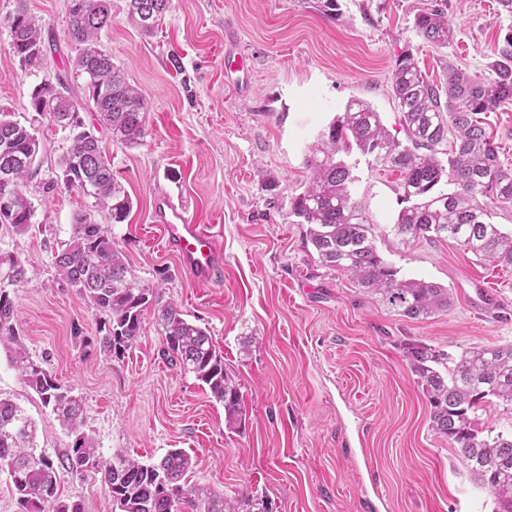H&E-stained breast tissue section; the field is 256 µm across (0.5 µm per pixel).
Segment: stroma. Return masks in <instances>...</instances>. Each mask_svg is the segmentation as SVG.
<instances>
[{"label":"stroma","mask_w":512,"mask_h":512,"mask_svg":"<svg viewBox=\"0 0 512 512\" xmlns=\"http://www.w3.org/2000/svg\"><path fill=\"white\" fill-rule=\"evenodd\" d=\"M69 0H0V111L31 121L36 87L71 70ZM426 0H172L153 34L130 24L124 0L99 43L145 98L146 133L128 147L94 127L112 172L133 208L111 226L131 270L188 320L205 326L240 387L245 418L225 426L224 406L193 375L162 356L152 312L124 355L96 344L101 315L61 282L53 255L91 198L72 189L53 196L42 185L70 145L48 119L38 175L25 191L35 230L0 229V250L30 259L28 279L12 289L22 342L33 360L84 399V428L104 458L125 454L154 462L173 448L195 461L192 480L227 497L248 496L269 512H494V495L433 434L429 408L403 356L410 338L453 353L512 343V267H495L453 242L383 243L384 257L408 278L449 288L448 310L406 320L319 263L294 223L291 200L305 184V159L320 131L354 97L380 113L402 138L391 95L396 59L413 53L427 79L444 85L448 66L488 75L495 46L512 31L497 0H446L447 46L427 43L413 27ZM37 17L57 45L42 65L24 68L10 53L8 20L18 6ZM248 60L236 85L224 78V34ZM356 190L375 223H393L398 172L351 153ZM186 197L202 224L220 225L224 276L201 285L161 244L153 216L159 189ZM496 306L478 304L481 291ZM0 345V395L39 423L38 446L64 456L74 437L42 409ZM63 496L88 512H112L92 471L64 476Z\"/></svg>","instance_id":"obj_1"}]
</instances>
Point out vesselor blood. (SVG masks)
<instances>
[{
	"instance_id": "vessel-or-blood-1",
	"label": "vessel or blood",
	"mask_w": 512,
	"mask_h": 512,
	"mask_svg": "<svg viewBox=\"0 0 512 512\" xmlns=\"http://www.w3.org/2000/svg\"><path fill=\"white\" fill-rule=\"evenodd\" d=\"M154 218L159 222L166 249L178 259L182 270L194 281L214 284L224 274V256L220 246L221 228L197 223L186 201H173L160 194Z\"/></svg>"
}]
</instances>
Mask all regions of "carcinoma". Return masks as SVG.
<instances>
[{
	"instance_id": "obj_1",
	"label": "carcinoma",
	"mask_w": 512,
	"mask_h": 512,
	"mask_svg": "<svg viewBox=\"0 0 512 512\" xmlns=\"http://www.w3.org/2000/svg\"><path fill=\"white\" fill-rule=\"evenodd\" d=\"M172 0H126L129 22L151 32ZM68 36L78 46L74 67L88 98L77 96L68 77L57 86L35 89L31 105L38 116L69 130L71 144L58 161L55 178L43 193L77 189L107 211L113 223L128 217L132 200L112 174L97 137L79 114L91 105L112 139L139 145L145 135L144 98L99 44L112 18V0H70ZM419 36L445 47L452 36L440 6L414 15ZM9 52L24 67L38 65L36 53L54 46L45 41L38 20L19 7L9 21ZM490 76L477 78L450 65L446 87L430 83L412 54L397 59L392 98L405 139L389 134L380 113L359 98L350 99L319 134L306 159L309 177L290 205L289 215L307 225L306 242L319 262L349 277L407 320L427 319L450 305L449 289L406 278L384 258L377 241L392 237L405 245L418 240L452 241L477 258L512 267V232L491 222L490 204L512 206V170L502 166L498 146L480 115L512 104V31L493 51ZM36 129L0 113V189L12 190L0 203V227L27 233L35 208L22 187L36 173ZM449 144V149L442 146ZM356 150L372 163L400 173L403 207L392 224L373 222L364 201L355 197L352 167L340 157ZM58 278L104 316L97 343L109 356L122 355L140 336L143 313L152 309L162 330V355L191 373L224 405L226 427L237 430L244 416L238 385L224 367L207 331L186 319L158 288L143 286L125 255L112 242L108 225L88 212L74 217L70 236L54 256ZM22 284L25 261L0 252V277ZM13 345L10 363L26 386L60 425L74 433L71 452L54 462L38 451V424L23 408L0 397V469H7L19 512H86L80 500L59 492L60 473L95 471L112 497L113 512H252L249 497L227 498L187 482L194 463L182 448L156 463L117 454L100 456L83 431V399L58 383L31 359L20 341L12 297L0 290V342ZM404 357L429 405L433 433L458 449L480 484L492 489L494 512H512V436L483 427L478 411L499 407L512 416V344L476 346L453 356L422 342H402Z\"/></svg>"
}]
</instances>
